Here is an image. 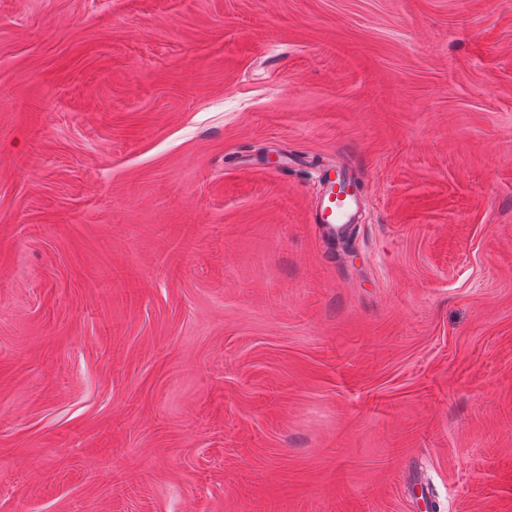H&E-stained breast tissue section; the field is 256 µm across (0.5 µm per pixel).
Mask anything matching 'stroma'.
Listing matches in <instances>:
<instances>
[{
  "mask_svg": "<svg viewBox=\"0 0 512 512\" xmlns=\"http://www.w3.org/2000/svg\"><path fill=\"white\" fill-rule=\"evenodd\" d=\"M0 512H512V0H0ZM323 178V188L312 205L311 222L321 224L319 228L328 236L343 233L345 224H353L352 217L359 206V197L342 188L344 179L342 171H338V178H331L330 172H336V167L327 169Z\"/></svg>",
  "mask_w": 512,
  "mask_h": 512,
  "instance_id": "obj_1",
  "label": "stroma"
}]
</instances>
